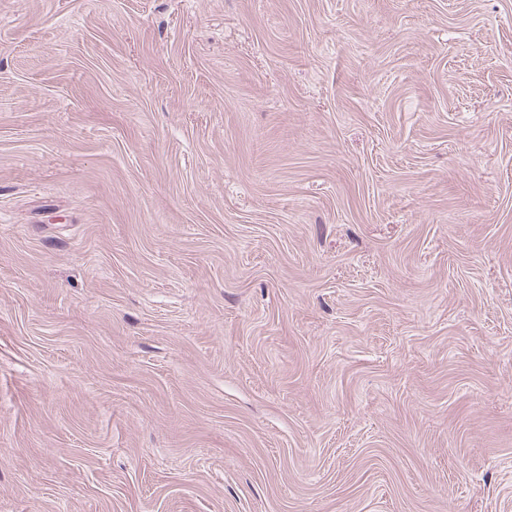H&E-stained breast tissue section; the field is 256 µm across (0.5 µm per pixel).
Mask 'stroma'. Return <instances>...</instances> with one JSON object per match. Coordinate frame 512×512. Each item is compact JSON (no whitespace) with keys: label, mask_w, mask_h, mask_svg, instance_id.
Instances as JSON below:
<instances>
[{"label":"stroma","mask_w":512,"mask_h":512,"mask_svg":"<svg viewBox=\"0 0 512 512\" xmlns=\"http://www.w3.org/2000/svg\"><path fill=\"white\" fill-rule=\"evenodd\" d=\"M0 512H512V0H0Z\"/></svg>","instance_id":"obj_1"}]
</instances>
